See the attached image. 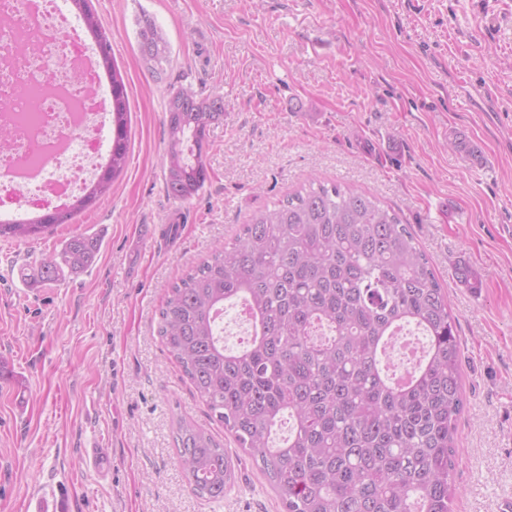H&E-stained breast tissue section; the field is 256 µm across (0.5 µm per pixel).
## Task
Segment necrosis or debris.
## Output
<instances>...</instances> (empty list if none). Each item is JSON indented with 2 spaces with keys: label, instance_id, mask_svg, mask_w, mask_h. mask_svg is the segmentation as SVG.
I'll return each instance as SVG.
<instances>
[{
  "label": "necrosis or debris",
  "instance_id": "necrosis-or-debris-1",
  "mask_svg": "<svg viewBox=\"0 0 512 512\" xmlns=\"http://www.w3.org/2000/svg\"><path fill=\"white\" fill-rule=\"evenodd\" d=\"M39 89L30 101V89ZM35 121H25L28 111ZM103 74L60 0H0V220L61 209L107 160Z\"/></svg>",
  "mask_w": 512,
  "mask_h": 512
}]
</instances>
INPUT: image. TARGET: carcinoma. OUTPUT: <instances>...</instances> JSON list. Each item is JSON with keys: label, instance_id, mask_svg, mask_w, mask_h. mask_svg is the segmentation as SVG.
I'll list each match as a JSON object with an SVG mask.
<instances>
[{"label": "carcinoma", "instance_id": "carcinoma-1", "mask_svg": "<svg viewBox=\"0 0 512 512\" xmlns=\"http://www.w3.org/2000/svg\"><path fill=\"white\" fill-rule=\"evenodd\" d=\"M72 3L110 80V157L69 208L0 222V237L27 241L72 223L127 166V93L109 34L90 0ZM136 26L141 60L160 79L165 33L145 12ZM223 119L224 96L201 98L190 86L170 92L165 182L173 199L192 198L210 179L207 134ZM100 247L95 234L71 236L34 268L32 285L84 272ZM237 302L251 311L254 334L232 351L218 320ZM406 325L421 329L429 347L400 383L386 352ZM158 336L224 431L260 463L286 512H452L465 408L456 320L410 226L375 198L313 178L253 214L232 242L170 286ZM285 417L292 425L277 442ZM176 441L195 493L223 498L233 476L224 449L191 424H179Z\"/></svg>", "mask_w": 512, "mask_h": 512}]
</instances>
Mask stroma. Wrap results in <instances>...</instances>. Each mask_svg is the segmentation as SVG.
Returning <instances> with one entry per match:
<instances>
[{
    "mask_svg": "<svg viewBox=\"0 0 512 512\" xmlns=\"http://www.w3.org/2000/svg\"><path fill=\"white\" fill-rule=\"evenodd\" d=\"M127 86L129 160L109 196L39 239L0 238V512L63 495L70 512H283L259 464L212 418L160 341L167 286L309 177L377 197L410 224L457 319L468 410L454 512L512 499V0H93ZM165 31L162 78L135 18ZM192 86L224 97L210 179L165 189L166 106ZM463 138L477 150H453ZM83 273L19 298L20 271L75 234ZM481 275L470 288L458 265ZM232 459L222 499L178 463L179 422ZM106 449V479L86 465Z\"/></svg>",
    "mask_w": 512,
    "mask_h": 512,
    "instance_id": "stroma-1",
    "label": "stroma"
}]
</instances>
